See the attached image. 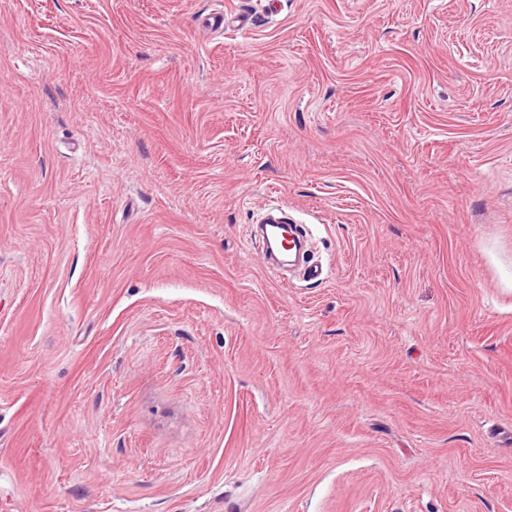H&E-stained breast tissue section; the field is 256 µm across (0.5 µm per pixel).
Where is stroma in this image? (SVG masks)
Masks as SVG:
<instances>
[{"label":"stroma","mask_w":512,"mask_h":512,"mask_svg":"<svg viewBox=\"0 0 512 512\" xmlns=\"http://www.w3.org/2000/svg\"><path fill=\"white\" fill-rule=\"evenodd\" d=\"M0 512H512V0H0Z\"/></svg>","instance_id":"1"}]
</instances>
